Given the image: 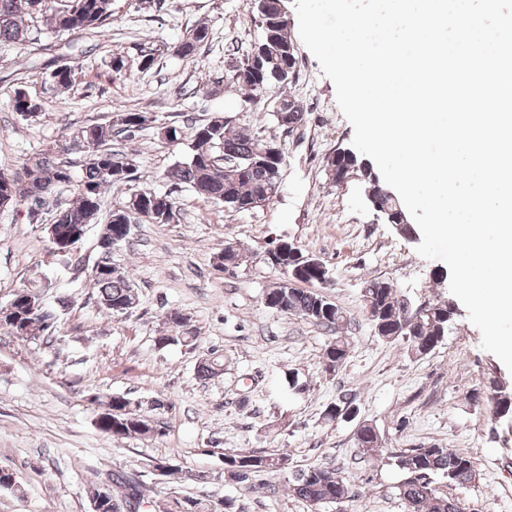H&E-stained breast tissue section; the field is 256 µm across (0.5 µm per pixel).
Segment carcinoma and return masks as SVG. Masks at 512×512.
<instances>
[{
    "mask_svg": "<svg viewBox=\"0 0 512 512\" xmlns=\"http://www.w3.org/2000/svg\"><path fill=\"white\" fill-rule=\"evenodd\" d=\"M264 7L262 35L246 58L234 67L229 85L240 93L244 104L262 100L270 91L281 90L293 82L298 67L297 48L289 35L288 13L282 10L280 0H257ZM113 0H0V63L8 65L13 47L27 46L34 51H48L61 39L80 34H91L112 23ZM210 30L198 23L186 30L174 47L181 57H193L208 43ZM75 67L64 64L54 68L49 77L60 91L70 89ZM12 108L22 119L30 120L43 112L44 105L28 95L17 92ZM305 110L295 99L280 97L275 118L277 125L287 131L302 125ZM145 123L138 112H120L107 123L82 126L65 137L64 142L28 159L23 171L0 169V210L18 203L38 199L47 204L64 187L73 188L74 200L56 209L51 225L46 227L48 238H66L75 231L88 229L97 222L103 195L108 190L121 189L135 180L136 170L129 169L130 155L109 148L116 137L130 138L135 128ZM84 153L81 174L74 176L71 162L62 159L72 149ZM234 157L230 164L222 155ZM286 160L282 142L249 128H235L232 122L214 117L192 126L190 153L187 160L173 170V177L191 187L202 198L236 211H251L263 207L277 197L282 170ZM326 175L336 186L358 182L365 192L379 195L381 185L371 163L348 149L330 154L326 159ZM177 219V206L167 194L140 191L129 195L110 211L107 223L102 225L98 239L99 256L91 273L97 288V304L117 317L133 311L138 294L128 276L114 264L106 246L112 237L123 233V225L130 221H149L170 224ZM297 250L287 241H281L265 252L264 260L278 269L289 263L290 251ZM305 268L296 278L283 280L265 295L266 307L304 319H310L331 332L322 353V367L334 372L345 361L347 340L341 330L347 324L346 313L313 289L321 285L326 266L318 258L304 254ZM241 251L218 253L216 265L233 270L240 265ZM305 287L299 288L297 284ZM42 288L30 285L12 295L16 311L1 320L0 327L12 335L45 345L53 341L57 308L40 303ZM362 298L376 336L388 342L402 343L407 352L423 356L433 352L445 339L455 312L446 302L431 303L423 308H407L402 295L381 279L363 283ZM174 334L156 337V343L165 347L182 344L194 350L198 347V332L191 319L172 310L165 316ZM222 356L209 353L197 366V376L209 379L223 370ZM475 402L487 400L493 415L503 421L512 417V395L493 392L483 396L471 393ZM96 426L114 440L145 436L152 430L147 411L142 403L125 395H110L107 412L100 399ZM355 439L363 455L373 458L382 447V436L376 427L364 424L356 429ZM396 465L404 472L398 486L406 512H462L460 505L441 495L434 487V479L464 484L476 476L471 457L435 445L407 448L395 456ZM285 469L281 455L261 453L224 452V476L237 483H247L259 472L278 473ZM293 495L304 501L311 512H320L327 504L348 498L349 488L340 472L331 467L314 466L292 474ZM169 512H237L231 498L210 499L193 496L175 497Z\"/></svg>",
    "mask_w": 512,
    "mask_h": 512,
    "instance_id": "1",
    "label": "carcinoma"
}]
</instances>
